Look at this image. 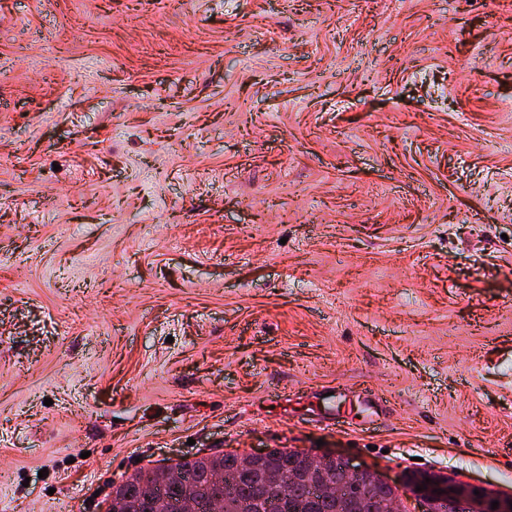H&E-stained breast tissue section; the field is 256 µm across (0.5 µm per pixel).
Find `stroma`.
<instances>
[{
    "mask_svg": "<svg viewBox=\"0 0 512 512\" xmlns=\"http://www.w3.org/2000/svg\"><path fill=\"white\" fill-rule=\"evenodd\" d=\"M263 448L512 494V0H0V512Z\"/></svg>",
    "mask_w": 512,
    "mask_h": 512,
    "instance_id": "1",
    "label": "stroma"
}]
</instances>
